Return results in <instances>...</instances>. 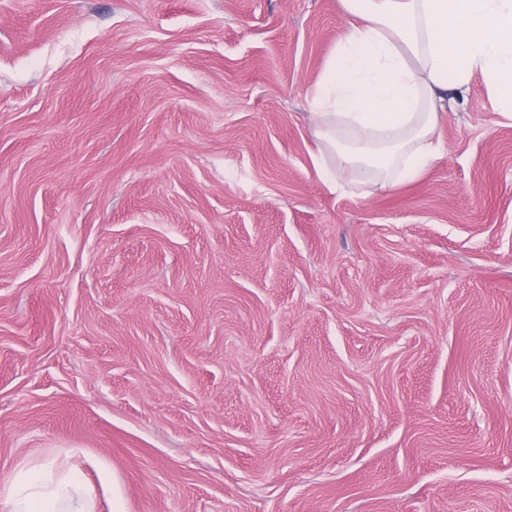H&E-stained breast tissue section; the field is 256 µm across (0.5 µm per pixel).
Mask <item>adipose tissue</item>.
<instances>
[{"mask_svg":"<svg viewBox=\"0 0 512 512\" xmlns=\"http://www.w3.org/2000/svg\"><path fill=\"white\" fill-rule=\"evenodd\" d=\"M352 21L315 86L314 160L395 184L441 159L448 91L482 75L512 120V0H342ZM78 469L44 464L7 481L8 512H94Z\"/></svg>","mask_w":512,"mask_h":512,"instance_id":"1","label":"adipose tissue"}]
</instances>
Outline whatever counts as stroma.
<instances>
[{
  "mask_svg": "<svg viewBox=\"0 0 512 512\" xmlns=\"http://www.w3.org/2000/svg\"><path fill=\"white\" fill-rule=\"evenodd\" d=\"M341 0H0V512H512V121L317 170ZM82 475L76 468L58 475L51 464L21 469L7 480L8 512H94L79 498Z\"/></svg>",
  "mask_w": 512,
  "mask_h": 512,
  "instance_id": "35a3bbf8",
  "label": "stroma"
}]
</instances>
